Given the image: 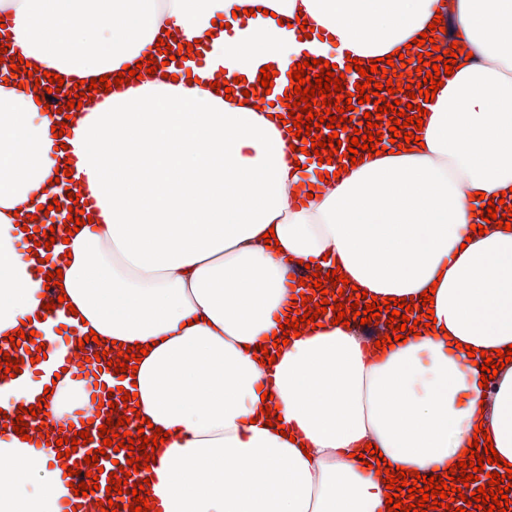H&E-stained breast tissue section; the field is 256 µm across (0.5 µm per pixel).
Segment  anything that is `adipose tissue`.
<instances>
[{"mask_svg": "<svg viewBox=\"0 0 512 512\" xmlns=\"http://www.w3.org/2000/svg\"><path fill=\"white\" fill-rule=\"evenodd\" d=\"M0 11L12 52L68 81L151 55L165 65L75 113L59 139L32 89L0 69V340L41 311L14 212L37 211L73 159L99 220L58 263L68 321L150 347L135 381L141 417L167 434L149 488L161 512H387L366 445L392 466L445 474L479 426L512 464V362L483 388L467 352L512 344V230H470L474 193L512 205V0H0ZM299 15L325 33L328 59L404 51L438 15L461 50L420 145L319 164L329 180L301 204L292 189L307 172L286 162L296 138L281 106L211 87L265 62L287 70L300 30L279 20ZM166 31L199 51L191 75L157 51ZM301 262L341 269L381 301L415 298L438 326L372 357L357 321L326 314L259 364L254 345L272 346L296 316ZM265 392L282 427L260 411ZM68 483L52 449L0 439V512H67Z\"/></svg>", "mask_w": 512, "mask_h": 512, "instance_id": "1", "label": "adipose tissue"}]
</instances>
